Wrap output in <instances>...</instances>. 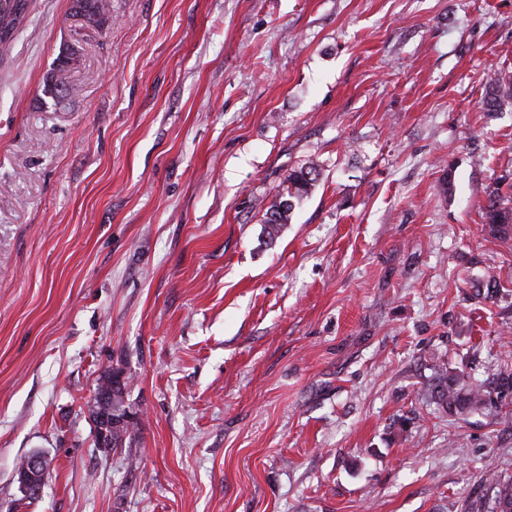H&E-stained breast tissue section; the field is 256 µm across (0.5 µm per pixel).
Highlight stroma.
Segmentation results:
<instances>
[{"label": "stroma", "mask_w": 512, "mask_h": 512, "mask_svg": "<svg viewBox=\"0 0 512 512\" xmlns=\"http://www.w3.org/2000/svg\"><path fill=\"white\" fill-rule=\"evenodd\" d=\"M504 68L512 0H111L100 28L34 0L0 62V512H486L512 395L427 390L512 352ZM112 368L140 423L105 450ZM512 100V76L497 75L490 78L483 100L484 112H497L507 102ZM318 177L319 171L314 164L302 166L288 175L280 201L269 206L263 216V234L268 242H273L284 224L290 221L293 199L308 197L315 189ZM485 210L486 224L492 233L502 237L512 235V206L506 204L498 192L496 196H489ZM496 382L465 380L464 375L437 372L431 388V397L446 413L475 412L495 403L512 391V362L500 365ZM494 385V387H492ZM49 463L41 454L29 455L19 472L18 480L27 494L38 496L46 481Z\"/></svg>", "instance_id": "stroma-1"}]
</instances>
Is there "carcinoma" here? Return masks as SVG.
Wrapping results in <instances>:
<instances>
[{"mask_svg": "<svg viewBox=\"0 0 512 512\" xmlns=\"http://www.w3.org/2000/svg\"><path fill=\"white\" fill-rule=\"evenodd\" d=\"M32 0H0V59L3 58L31 13ZM75 12L83 15L95 25L105 24L108 15L107 0H73ZM512 100V76L497 75L490 78L483 100V110L496 112ZM319 177L317 166L309 164L293 170L286 180L278 203L269 206L263 216V234L273 242L284 224L291 218L293 200L309 196L315 189ZM486 224L499 236L512 235V206L505 203L501 195L489 197L485 207ZM512 390V362H504L496 382L465 380L461 374L437 373L431 388V397L446 413L475 412L495 403ZM135 418L112 423L111 447L123 448L131 438ZM494 491L495 509L491 512H512V479L501 481L496 476L488 477Z\"/></svg>", "mask_w": 512, "mask_h": 512, "instance_id": "cac0c4a2", "label": "carcinoma"}]
</instances>
